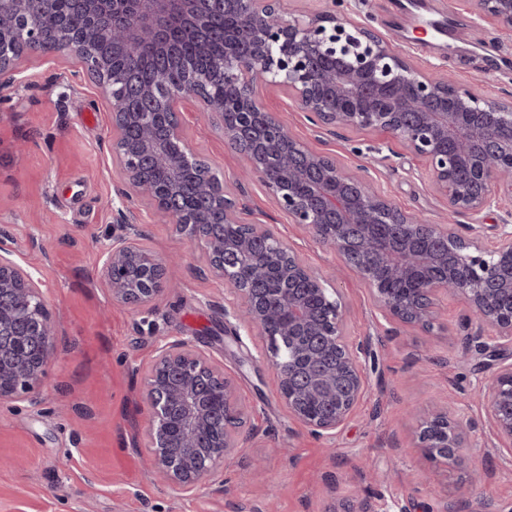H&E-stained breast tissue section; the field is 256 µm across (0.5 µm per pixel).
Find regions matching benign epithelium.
<instances>
[{"mask_svg":"<svg viewBox=\"0 0 512 512\" xmlns=\"http://www.w3.org/2000/svg\"><path fill=\"white\" fill-rule=\"evenodd\" d=\"M51 0H0V90L13 85L32 58L74 59L110 103L112 165L128 190L193 243L200 275L224 281L236 316L267 339L280 395L290 413L318 435H333L364 393L362 358L369 344H350L344 302L274 231L244 220L235 198L211 180L210 163L184 133L186 102L197 104L241 153L279 209L356 270L382 317L432 327L437 302L462 296L468 306L465 350L487 353L486 339L512 347V225H497L493 246L480 224L453 228L512 201V105L488 99L469 84L426 71L398 53L391 39L354 21L344 0H322L314 14H294L286 0H75L88 20L82 36L53 27ZM474 12L512 29V0H469ZM232 14L239 34L224 36L219 71L233 101L208 92V74L188 71L178 88L130 72L109 77L96 52L102 39L116 50L166 60L178 25L212 38L214 15ZM263 85L283 91L323 129L388 132L423 159L448 204V223L431 224L374 190L368 169L348 171L290 132L255 95ZM170 178L166 191L153 177ZM133 212L115 209L112 244L99 281L112 301L151 306L167 288V259L141 244ZM234 252L245 268L230 270ZM316 283L318 305L302 284ZM56 329L42 289L8 252L0 253V402L41 401V379L54 357ZM497 437L512 445V362L503 360L481 389ZM143 401L150 416L151 467L176 490L213 481L236 448L244 412L224 370L184 339L159 350ZM476 422L439 410L419 426L418 444L431 462L458 466ZM329 512H380L363 497Z\"/></svg>","mask_w":512,"mask_h":512,"instance_id":"1","label":"benign epithelium"}]
</instances>
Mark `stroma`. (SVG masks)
Listing matches in <instances>:
<instances>
[{"instance_id":"stroma-1","label":"stroma","mask_w":512,"mask_h":512,"mask_svg":"<svg viewBox=\"0 0 512 512\" xmlns=\"http://www.w3.org/2000/svg\"><path fill=\"white\" fill-rule=\"evenodd\" d=\"M447 9L452 33L426 39L394 0H345L357 22L393 36L395 48L432 71L450 72L478 93L512 102V30L478 17L469 0H420ZM293 135L351 169L368 167L378 192L402 210L441 223L447 204L424 160L378 131L317 129L285 94L260 92ZM187 136L232 189L248 221L269 226L345 304L348 340H370L365 393L330 439L288 412L264 343L224 308L226 286L198 277L199 253L135 201L145 244L174 256L171 289L150 309L111 303L98 281L112 242V210L123 187L110 156V112L102 90L64 61L31 60L22 82L0 92V249L38 280L58 324L40 404L0 403V512H330L363 494L384 512H467L476 499L512 512V455L476 397L493 373L460 342L463 299L440 300L432 330L386 322L363 278L337 253L290 223L243 157L203 113L181 114ZM184 339L224 366L247 412L237 448L200 491L183 495L148 471L142 377L158 349ZM478 422L465 466L426 460L409 410L435 406Z\"/></svg>"}]
</instances>
